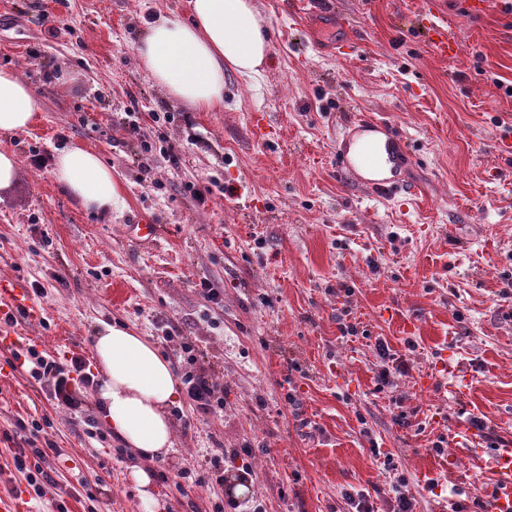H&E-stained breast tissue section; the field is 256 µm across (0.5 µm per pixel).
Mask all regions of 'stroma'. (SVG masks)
Here are the masks:
<instances>
[{"label": "stroma", "mask_w": 512, "mask_h": 512, "mask_svg": "<svg viewBox=\"0 0 512 512\" xmlns=\"http://www.w3.org/2000/svg\"><path fill=\"white\" fill-rule=\"evenodd\" d=\"M419 2L255 0L270 28L262 77L225 72L223 110L195 112L136 57L151 18L185 16L187 0H0V69L41 106L27 131L0 133L20 162L0 190V278L39 289L43 306L23 329L38 350L90 360L98 321L123 324L178 374L188 342L224 389L219 415L186 398L171 408L174 448L145 465L159 512H213L207 483L178 472H205L217 448L232 457L225 480L248 487L242 512H354L357 491L391 512L402 472L415 512L455 501L480 512L482 477L512 447V156L497 149L512 135V9L492 0L475 16L465 0H437L462 45L442 58L412 21ZM363 116L393 126L414 157L394 164L386 197L339 166ZM132 120L144 141L127 135ZM72 144L111 168L123 211L94 213L63 191L54 160ZM214 181L223 192L206 194ZM143 218L163 226L158 242L128 238ZM204 281L221 303L200 294ZM381 340L408 365L384 386ZM10 358L0 345V495L15 489L16 512H53L31 500L11 455L16 420L44 417L43 437L67 455L55 479L79 489L70 512H143L134 461L95 401L57 406ZM444 362L467 376L463 395ZM402 413L410 426L396 424ZM474 418L475 457L464 440Z\"/></svg>", "instance_id": "stroma-1"}]
</instances>
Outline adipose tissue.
I'll return each instance as SVG.
<instances>
[{"label": "adipose tissue", "instance_id": "1", "mask_svg": "<svg viewBox=\"0 0 512 512\" xmlns=\"http://www.w3.org/2000/svg\"><path fill=\"white\" fill-rule=\"evenodd\" d=\"M264 20L254 0H189V17L160 15L137 46L140 66L169 99L198 112L224 107V72L255 80L269 57ZM40 102L14 72L0 70V132L27 129ZM54 173L64 190L89 211H121L125 201L100 156L80 145L58 152ZM100 373L95 398L113 436L144 460L174 447L169 414L181 387L169 361L146 337L101 323L94 338Z\"/></svg>", "mask_w": 512, "mask_h": 512}]
</instances>
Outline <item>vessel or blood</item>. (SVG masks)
<instances>
[{
  "label": "vessel or blood",
  "instance_id": "obj_1",
  "mask_svg": "<svg viewBox=\"0 0 512 512\" xmlns=\"http://www.w3.org/2000/svg\"><path fill=\"white\" fill-rule=\"evenodd\" d=\"M416 17L425 24L431 46L437 54L445 57L458 52L459 43L449 30L448 22L435 0H422ZM352 131L358 148L355 153L342 155V170L372 193H391L393 186L388 179L380 177L372 148L374 134L380 133L391 139L395 136L393 129L378 121L361 119L354 123ZM39 312V301L26 285L11 279L0 281V323L10 316L22 314L32 318ZM485 482L488 486L489 512H512V448L504 449L499 454Z\"/></svg>",
  "mask_w": 512,
  "mask_h": 512
}]
</instances>
